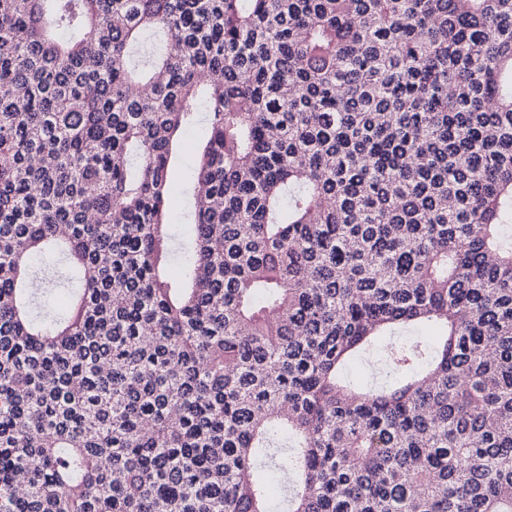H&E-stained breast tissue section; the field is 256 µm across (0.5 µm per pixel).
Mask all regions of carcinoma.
Instances as JSON below:
<instances>
[{
  "mask_svg": "<svg viewBox=\"0 0 512 512\" xmlns=\"http://www.w3.org/2000/svg\"><path fill=\"white\" fill-rule=\"evenodd\" d=\"M260 468L512 512V0H0V512H273ZM200 119L198 125L185 133L176 151L175 161L178 172L171 187L170 196V207L176 224L181 222L182 213L189 204V197L186 194V178L195 167L199 150L206 139L205 113L201 114ZM33 270L38 273V288H75V272L65 258L61 257L55 266L48 269L42 260H35ZM402 337H394L383 340L373 347H371L366 353H364L359 359L352 363L346 370L345 374L349 379L363 384L372 383H384L390 379L384 370V348L391 342H396L397 339Z\"/></svg>",
  "mask_w": 512,
  "mask_h": 512,
  "instance_id": "carcinoma-1",
  "label": "carcinoma"
}]
</instances>
